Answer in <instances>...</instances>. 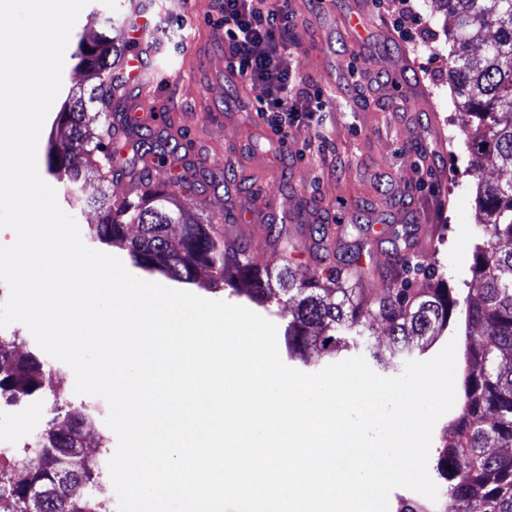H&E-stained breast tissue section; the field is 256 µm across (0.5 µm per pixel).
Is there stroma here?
<instances>
[{
	"label": "stroma",
	"instance_id": "35a3bbf8",
	"mask_svg": "<svg viewBox=\"0 0 512 512\" xmlns=\"http://www.w3.org/2000/svg\"><path fill=\"white\" fill-rule=\"evenodd\" d=\"M155 23L164 51L157 67L166 80L152 96L173 116L167 131L143 128L157 148L180 159L181 202L202 220L223 226L240 240L250 262L279 272L272 261L270 225L250 222L239 233L240 216L266 203L297 215L283 224L301 256L316 253L335 263L350 251L373 262L381 277L368 294L386 285L387 274L422 280L433 271L449 287L466 290L472 279L480 178H497L491 161L475 169L461 132L448 73L450 22L430 0H290L295 16L288 35L291 57L311 89L329 104L319 124L291 128L287 144L252 112H229L237 93L224 80L226 56L215 35L216 0H154ZM128 0H90L72 30L61 95L86 94L94 78L77 70L73 55L97 12L125 19ZM414 16L409 37L398 32L402 9ZM363 13L368 34L346 29L341 19ZM359 223L360 232L346 233ZM329 230L315 243L311 225ZM433 235L431 250L417 248ZM50 389L24 401L0 405V444H30L54 416V397L95 415L96 437L113 456L117 439L105 420L107 402L74 392L65 363L43 359Z\"/></svg>",
	"mask_w": 512,
	"mask_h": 512
}]
</instances>
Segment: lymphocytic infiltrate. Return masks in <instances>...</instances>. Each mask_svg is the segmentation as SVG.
<instances>
[{
	"label": "lymphocytic infiltrate",
	"instance_id": "1",
	"mask_svg": "<svg viewBox=\"0 0 512 512\" xmlns=\"http://www.w3.org/2000/svg\"><path fill=\"white\" fill-rule=\"evenodd\" d=\"M228 47L227 66L258 88V112L280 138L311 118L321 91L307 88L288 59L287 32L294 22L288 0H217Z\"/></svg>",
	"mask_w": 512,
	"mask_h": 512
}]
</instances>
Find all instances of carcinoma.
<instances>
[{
	"label": "carcinoma",
	"instance_id": "cac0c4a2",
	"mask_svg": "<svg viewBox=\"0 0 512 512\" xmlns=\"http://www.w3.org/2000/svg\"><path fill=\"white\" fill-rule=\"evenodd\" d=\"M436 10L453 19L447 31L448 54L456 105L477 163L495 158L505 180H479L478 220L482 243L475 245L472 287L462 296L445 281L412 288L391 280L372 297L359 287L371 269L356 257L320 272L295 261L292 239L277 233L274 251L283 262L279 288L271 272L248 262L245 248L224 243V229L202 221L177 203L176 186L154 187L148 171L125 161L118 174L141 187L140 193L117 203L85 188V170L112 179V73L123 52L122 23L99 20L92 41H79L78 67L99 76L89 97L67 96L57 113L46 153L47 171L82 207L100 213L89 226L92 239L128 250L135 265L171 280L191 284L202 270L216 290L230 286L252 303L265 307L293 303L284 330L288 359L306 364L311 353L332 358L350 347L348 337L362 336L365 321L390 327L387 347L371 352L381 366L413 353L418 342L435 340L464 329L461 398L450 436L434 464L442 494L457 512H512V0H432ZM481 59H470L473 48ZM100 119L88 126L87 108ZM65 145L56 151V141ZM137 225L131 238L127 229ZM178 230L179 249L169 245ZM49 386L44 364L31 351L19 353L0 337V399L18 401L39 395ZM50 421L35 440L42 466L17 480L0 472V512H104L97 487L103 482L102 461L82 451L84 432L96 427L82 410L68 409Z\"/></svg>",
	"mask_w": 512,
	"mask_h": 512
}]
</instances>
